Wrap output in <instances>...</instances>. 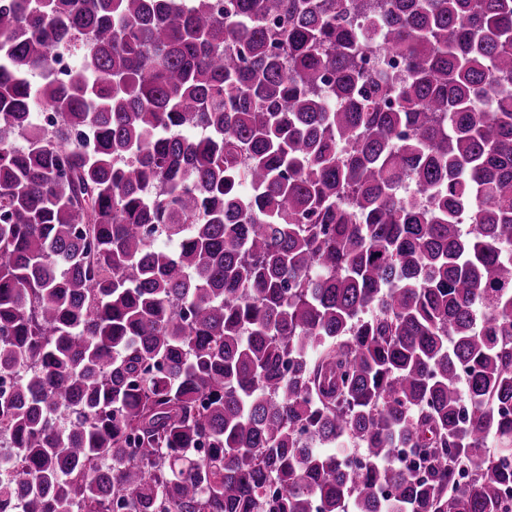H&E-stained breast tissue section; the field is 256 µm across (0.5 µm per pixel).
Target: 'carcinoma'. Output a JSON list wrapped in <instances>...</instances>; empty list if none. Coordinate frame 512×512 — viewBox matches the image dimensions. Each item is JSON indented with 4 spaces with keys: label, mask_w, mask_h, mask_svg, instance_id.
<instances>
[{
    "label": "carcinoma",
    "mask_w": 512,
    "mask_h": 512,
    "mask_svg": "<svg viewBox=\"0 0 512 512\" xmlns=\"http://www.w3.org/2000/svg\"><path fill=\"white\" fill-rule=\"evenodd\" d=\"M0 374V512H512V0L0 3Z\"/></svg>",
    "instance_id": "cac0c4a2"
}]
</instances>
